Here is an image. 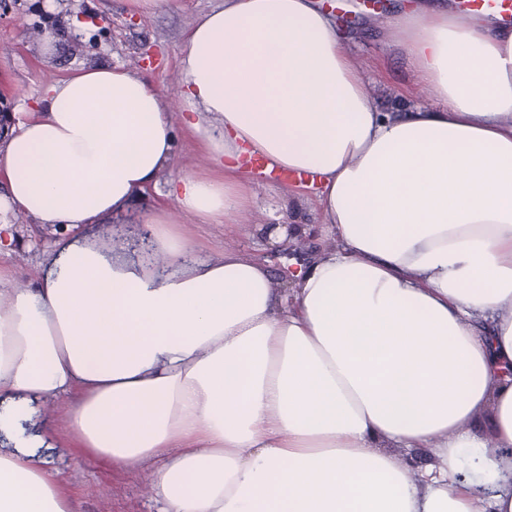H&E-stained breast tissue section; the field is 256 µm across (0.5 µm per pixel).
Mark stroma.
<instances>
[{"label": "stroma", "mask_w": 512, "mask_h": 512, "mask_svg": "<svg viewBox=\"0 0 512 512\" xmlns=\"http://www.w3.org/2000/svg\"><path fill=\"white\" fill-rule=\"evenodd\" d=\"M223 2L171 0L164 11L142 13L132 9L130 0H69L68 13L83 21L84 47L72 51L63 38L57 51L49 53L29 34L30 25L47 16L43 0H8L0 10V113L13 114L20 101H34L48 84L65 78L75 67L99 64H119L145 75L161 90L167 107L176 109L184 38L200 15ZM407 2L384 0L382 9L373 10L360 0H315L319 8L331 12L383 112L427 100L414 86L400 53L391 48L393 33L385 25L386 19L403 11ZM255 188L258 206L246 216L249 224L270 223L269 208L280 194H295L310 201L316 194L314 187L268 178L256 180ZM12 221L15 241L11 250L0 253V271L15 283L25 284L40 277L44 253L58 232L22 214L14 215ZM184 229L210 253H220L227 246L240 248L268 259L273 270L284 277L292 272L294 263L307 262L325 242L315 231L298 245L265 248L235 225L188 223ZM43 454L76 497L78 512H156L145 493L147 470L126 471L103 459L74 457L63 435L56 447L44 449Z\"/></svg>", "instance_id": "stroma-1"}]
</instances>
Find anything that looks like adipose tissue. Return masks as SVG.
<instances>
[{
  "instance_id": "adipose-tissue-1",
  "label": "adipose tissue",
  "mask_w": 512,
  "mask_h": 512,
  "mask_svg": "<svg viewBox=\"0 0 512 512\" xmlns=\"http://www.w3.org/2000/svg\"><path fill=\"white\" fill-rule=\"evenodd\" d=\"M388 24L436 106L379 111L313 0H224L184 39L179 112L95 65L14 113L0 249L15 212L63 236L36 282L0 275V512H78L41 454L60 399L73 448L148 468L158 512H512V28L424 0ZM180 132L208 169L167 181L176 212L114 225L118 254L81 242ZM247 152L318 177L314 225L250 231L328 238L287 280L177 222L240 223Z\"/></svg>"
}]
</instances>
